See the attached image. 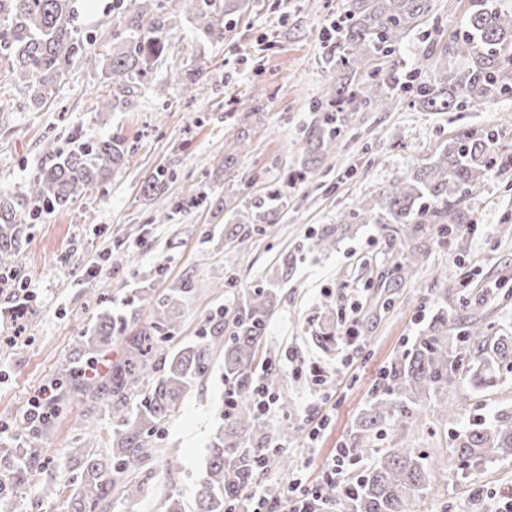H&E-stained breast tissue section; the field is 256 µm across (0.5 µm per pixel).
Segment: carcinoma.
<instances>
[{"instance_id":"cac0c4a2","label":"carcinoma","mask_w":512,"mask_h":512,"mask_svg":"<svg viewBox=\"0 0 512 512\" xmlns=\"http://www.w3.org/2000/svg\"><path fill=\"white\" fill-rule=\"evenodd\" d=\"M129 15L112 56L99 62L84 54L76 25L75 0H0V62L9 66L16 82L28 88L23 108L40 107L51 97L54 84L74 60L109 71L112 91L101 101L107 111L132 103L144 79L165 56L168 40L189 19L211 40L224 38L227 8L244 10L247 0H129ZM429 0H351L336 20V66L348 78L334 85L314 107V118L305 151L319 158L336 153L341 130L363 109L386 111L397 100L394 90L403 85L401 72L392 65L378 83L362 81L363 71L374 61L392 55L395 45L428 12ZM423 108L453 112L491 101L512 91V0H471L464 30L441 51L438 69L421 64L408 76ZM495 133L470 131L453 137L448 147L409 177L399 178L360 206L342 212L338 224H386L391 237L412 244L403 261L379 278L378 304L388 308L399 288L430 252L428 243L456 231L472 188L493 162ZM131 146L118 136L80 142L29 182L21 195L0 192V267L11 263L22 244L20 211L40 203L67 207L74 196L95 193L105 177L128 159ZM283 197V185L270 184L258 197H246L234 206V220L242 234L254 224H272L274 205ZM456 289L461 324H448L439 313L410 348L380 373L367 409L359 418L353 437L355 455L370 456L372 466L359 475L353 490L336 484V502L349 512H412L433 482L448 478V459L468 467L512 457V411L498 412L458 432L449 453L435 456L394 446L381 452L373 441L382 426L400 427L425 421L437 397L463 369L464 380L480 387L504 368L512 372V335L491 336L477 324L470 307L473 300ZM193 293L190 284L171 289L162 300L144 291L140 300L152 305L153 321L142 329L131 347L130 362L111 376L108 404L112 416V446L103 457L86 448L70 449L72 460L83 465L81 481L70 501V512H99L102 502L116 488L131 500L139 486L120 482L118 474L138 467L147 456L144 431L160 422L184 394L204 376L212 353L224 351V379L235 400L224 432L211 441L205 475L195 491V512H238L247 500L259 470L287 465L282 442L295 433L283 423L270 428L252 399L254 383L249 371L275 308L272 288L244 290L224 323L203 340L175 353L169 352L158 333L175 332L180 325V302ZM112 313L100 316L89 336L77 341L74 356L111 340ZM473 346V357L460 364L458 347ZM161 376L131 413L128 399L139 383ZM33 451L0 461V471L14 475L31 461Z\"/></svg>"}]
</instances>
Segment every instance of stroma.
Here are the masks:
<instances>
[{
	"instance_id": "obj_1",
	"label": "stroma",
	"mask_w": 512,
	"mask_h": 512,
	"mask_svg": "<svg viewBox=\"0 0 512 512\" xmlns=\"http://www.w3.org/2000/svg\"><path fill=\"white\" fill-rule=\"evenodd\" d=\"M349 0H250L246 10L224 17V38H200L183 23L169 40L166 56L146 79L131 105L101 109L112 89L101 69L75 62L38 111L25 112L23 95L8 65L0 64V188L23 193L52 150L101 134L131 146L123 166L108 175L92 197L79 196L63 209L23 210L25 233L13 257V281L0 288V450L41 449L22 481L0 484L14 495L18 512H68L81 468L68 449L87 444L105 452L112 435L107 412L95 409L88 389L108 386L129 354L151 309L133 306L136 291L149 287L160 298L191 280L194 292L181 306V324L166 337L167 349L207 335L240 291L274 284L278 299L259 345L255 374L265 364L281 373L289 410L267 416L270 427L289 423L297 434L286 445L287 469L258 473L259 489L283 487L291 477L315 479L336 449L350 447L356 422L371 397L380 371L407 349L432 315L446 303L435 279L440 271L465 283L473 296L503 274H512V238L500 227L512 224V95L455 112H432L413 103L411 86L399 88L391 111L359 113L344 129L342 147L324 159L315 178L289 186L277 221L227 242L230 212L219 201L261 193L283 182L306 159L304 136L313 106L345 72L327 66L333 52L327 36ZM471 0H429V10L397 46L393 57L403 71L427 56H438L448 39L463 30ZM125 20L122 0H84L78 19L86 53L111 51ZM202 72L201 91L185 85L186 66ZM164 84L156 95L155 84ZM496 135L497 156L467 199L458 233L433 244L427 261L400 288L389 309L378 308L377 278L405 253L384 225L338 229L336 217L378 196L396 177L429 162L462 131ZM243 137L247 153L226 165L225 143ZM167 175L163 194L145 195L142 185L155 172ZM170 220L153 223L158 207ZM334 235L336 246L321 250L318 239ZM135 321L98 347L99 378L57 384L79 336L104 311ZM367 323L356 345L343 337L344 318ZM351 369L340 370L345 356ZM224 356L214 353L210 371L199 379L147 437L149 455L124 479L143 491L135 501L113 494L103 512H163L168 495L193 506L205 466L207 445L223 424ZM336 395L316 401L322 387ZM54 398L44 425L23 429L30 402L45 391ZM455 415L434 408L427 425L408 431L402 442L427 451L449 447L469 423L512 408V373L502 372L481 389L457 381L448 388ZM326 422L317 441L308 434ZM178 466H169L170 454ZM53 483L55 501L40 488ZM512 487V458L478 467L451 463L448 479L434 484L414 505L416 512H495L497 494Z\"/></svg>"
}]
</instances>
